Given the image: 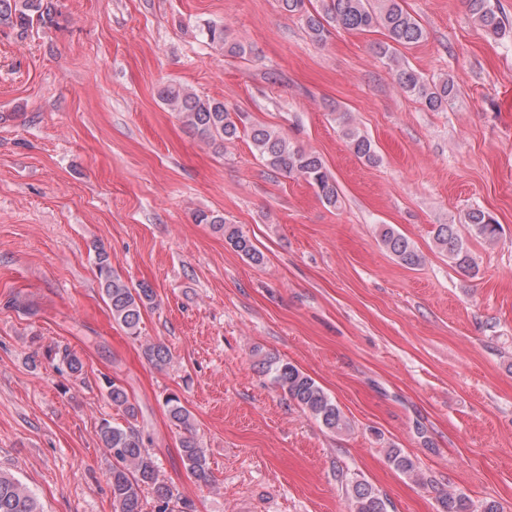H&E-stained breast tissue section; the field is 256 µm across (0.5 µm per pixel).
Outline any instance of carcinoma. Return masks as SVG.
<instances>
[{
  "instance_id": "cac0c4a2",
  "label": "carcinoma",
  "mask_w": 512,
  "mask_h": 512,
  "mask_svg": "<svg viewBox=\"0 0 512 512\" xmlns=\"http://www.w3.org/2000/svg\"><path fill=\"white\" fill-rule=\"evenodd\" d=\"M317 2L319 6L315 7L312 0H280L284 11L304 18L309 35L317 42L324 41L332 27L361 32L375 28L383 30L387 42L378 46V53L391 62L393 79L403 92L434 112L447 108L455 101L460 89L455 77L447 76L430 83L410 65L400 61L398 48L419 44L426 36L422 25L401 5V0ZM465 3L474 23L486 35L493 38L505 35L506 25L491 0H465ZM56 13L54 0H0V30L9 29L22 39L36 26L44 28L54 24ZM201 34L209 44L231 57L242 58L248 52L244 42L228 39L222 25L209 22L201 28ZM159 98L200 140L221 147L239 139L244 133L266 167L286 176L303 178L328 206L334 207L339 203L336 180L317 153L293 145L288 137L263 124H254L247 130L240 129V115L229 111L223 101L200 95L188 88L167 85L159 90ZM339 120L342 135L352 153L368 164L378 163L379 156L373 141L345 115H340ZM195 220L223 232L225 240L234 250L252 262L264 260V255L251 239L235 225L226 223L223 216L200 212L195 215ZM465 224L469 226L471 234L478 238L493 242L498 237L499 224L485 210L476 208L467 212ZM379 239L403 266L413 268L423 262V255L416 246L392 225H381ZM433 240L439 250L455 261L460 271L466 274L473 272L474 265L457 225H436ZM96 267L112 319L129 335L139 336L143 311L155 299L154 288L145 281L133 284L125 280L112 268L109 256L102 248L96 254ZM143 352L148 362L160 369L170 360L168 347L161 343L147 344ZM55 354L59 355L71 374L82 371V361L70 349H59ZM263 363L274 369V382L323 427L334 432L348 428V421L339 406L313 378L289 362L269 357ZM104 388L112 405L127 418L125 426L104 419L98 430L102 447L112 456L108 483L116 512H143V493L146 490L152 495L154 512H193L192 502L177 497L172 487L159 477L157 462L146 447L142 433L133 424L138 410L125 388L109 378L104 379ZM166 406L175 426L184 430L180 446L186 470L197 482L209 485L206 455L193 432L190 411L176 395L166 398ZM387 461L404 475L418 476L415 461L401 448L389 449ZM348 496L352 512H389L388 499L366 481L353 482ZM438 501L441 512H470L469 499L462 494L444 493ZM0 512L42 510L18 478L0 472Z\"/></svg>"
}]
</instances>
